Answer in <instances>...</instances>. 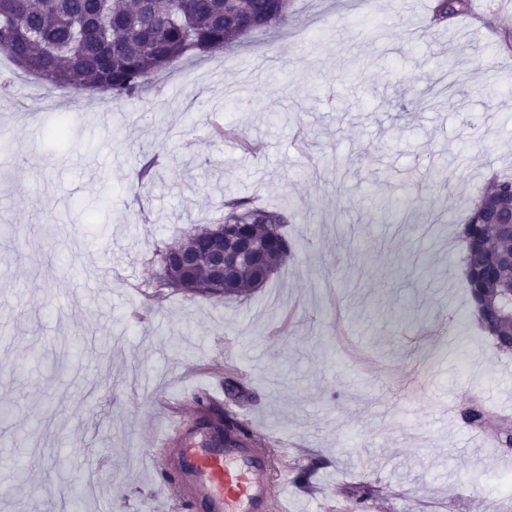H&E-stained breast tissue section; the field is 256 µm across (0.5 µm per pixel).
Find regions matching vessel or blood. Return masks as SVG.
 <instances>
[{
	"mask_svg": "<svg viewBox=\"0 0 512 512\" xmlns=\"http://www.w3.org/2000/svg\"><path fill=\"white\" fill-rule=\"evenodd\" d=\"M193 412L184 415L183 403ZM234 415L219 385L183 392L180 400L164 399L158 425L149 436L155 470L171 479L172 502L190 512H290L287 496L276 494L268 434L255 425L224 438L215 405Z\"/></svg>",
	"mask_w": 512,
	"mask_h": 512,
	"instance_id": "1",
	"label": "vessel or blood"
}]
</instances>
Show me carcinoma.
I'll return each mask as SVG.
<instances>
[{
    "instance_id": "cac0c4a2",
    "label": "carcinoma",
    "mask_w": 512,
    "mask_h": 512,
    "mask_svg": "<svg viewBox=\"0 0 512 512\" xmlns=\"http://www.w3.org/2000/svg\"><path fill=\"white\" fill-rule=\"evenodd\" d=\"M290 0H0V51L22 71L45 77L59 89L95 90L111 99L139 96L160 73L189 54L208 55L232 48L250 32L288 24ZM471 0H437L436 20L445 23L465 14ZM512 201V179L496 177L469 211L460 234L468 239L463 257L468 293L481 329L504 351L512 321L486 303L512 286V268L497 266L498 255L512 251L491 218ZM225 224H239L260 238L272 240L265 269L273 271L290 257L293 247L283 233L288 217L258 207L245 198L224 200ZM201 257L220 240L205 228L188 238ZM158 251V288L191 296H243L266 278L244 267L227 288L210 285L204 265L180 267L175 251Z\"/></svg>"
}]
</instances>
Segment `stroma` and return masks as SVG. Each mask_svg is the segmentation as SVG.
Here are the masks:
<instances>
[{"instance_id":"obj_1","label":"stroma","mask_w":512,"mask_h":512,"mask_svg":"<svg viewBox=\"0 0 512 512\" xmlns=\"http://www.w3.org/2000/svg\"><path fill=\"white\" fill-rule=\"evenodd\" d=\"M433 4L292 0L287 26L133 100L0 95V512L73 490L81 512H163L140 436L192 364L242 378L238 417L281 438L297 512H512V449L461 419H512V353L473 315L459 238L512 177V0L445 27ZM228 196L285 211L294 258L242 299L151 287L155 249ZM356 480L379 497L346 496Z\"/></svg>"}]
</instances>
